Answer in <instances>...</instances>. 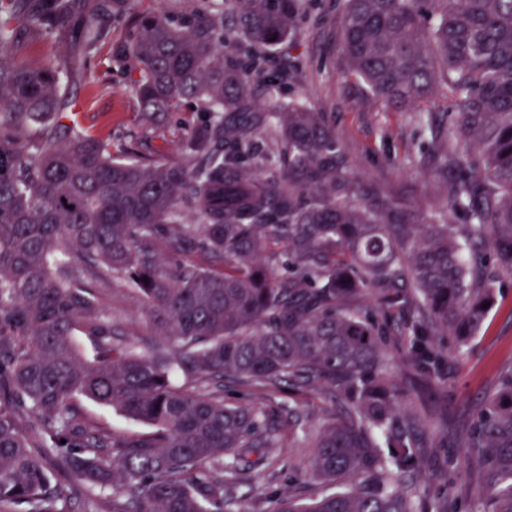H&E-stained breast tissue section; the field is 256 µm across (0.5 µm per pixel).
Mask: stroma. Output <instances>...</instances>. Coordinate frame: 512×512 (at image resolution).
Returning <instances> with one entry per match:
<instances>
[{
    "label": "stroma",
    "instance_id": "1",
    "mask_svg": "<svg viewBox=\"0 0 512 512\" xmlns=\"http://www.w3.org/2000/svg\"><path fill=\"white\" fill-rule=\"evenodd\" d=\"M202 5V0H136L132 15L109 20L107 35L89 55L85 73L61 86L69 120L86 133L111 139L115 149L132 145L157 160L181 162L178 144L200 125L201 113L188 105L165 115L144 112L131 90L132 79L139 75L137 62L128 61L120 70L111 55L127 39L133 15H187ZM345 6L346 0H305L288 40L270 52L266 71L276 82V95L305 102L335 132L347 170L367 201L392 199L423 223L439 209L446 211L449 223H466V215L452 208L449 179L432 157L436 143L448 137L451 100L441 95L431 104L436 119L430 128L420 127L411 113L386 111L348 72L341 50ZM480 273L494 280L495 302L467 353L449 360L440 386L429 395L443 421L415 474L422 497L447 498L448 512L471 510L481 478L477 462L465 452L466 443L480 401L495 390L500 372L512 367V274L494 264ZM102 306L112 315L113 330L139 347L154 338L137 294L119 288L105 291ZM76 406L116 436L134 439L149 432L146 425L90 400L77 399ZM309 463V449L298 443L284 450L278 476H269L261 466L247 469L235 492L238 512H266L281 495L307 498L322 493L323 485L307 475Z\"/></svg>",
    "mask_w": 512,
    "mask_h": 512
}]
</instances>
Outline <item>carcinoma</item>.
Segmentation results:
<instances>
[{"label": "carcinoma", "instance_id": "cac0c4a2", "mask_svg": "<svg viewBox=\"0 0 512 512\" xmlns=\"http://www.w3.org/2000/svg\"><path fill=\"white\" fill-rule=\"evenodd\" d=\"M133 2L0 0V512H77L85 488L97 492L92 512H236L244 459L274 475L284 445L265 406L224 399L226 380L265 397L309 391L331 408L318 428L288 409L289 434L331 491L280 497L268 512H448L412 476L439 415L401 398L442 380L434 331L463 350L493 301L463 252L486 243L512 272V0L345 7L351 74L386 109L429 126L433 113L415 107L453 98L454 138L435 157L455 170L460 232L441 210L418 231L396 202L367 204L336 135L263 80L302 0H225L229 28L211 5L136 19L114 61L139 63L143 110L205 113L182 163L123 158L66 123L60 82L86 68L99 20ZM40 37L70 41L72 55L19 59ZM226 48L245 62L224 61ZM160 242L179 259H160ZM116 282L143 301L161 342L142 350L112 331L101 295ZM388 336L406 347L404 391L387 375ZM78 397L152 431L117 438L76 411ZM467 448L481 467L474 512H512V371Z\"/></svg>", "mask_w": 512, "mask_h": 512}]
</instances>
